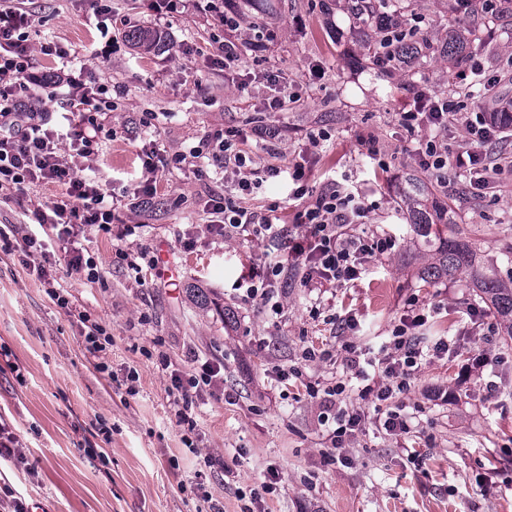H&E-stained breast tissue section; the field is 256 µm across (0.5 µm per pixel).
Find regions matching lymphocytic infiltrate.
Segmentation results:
<instances>
[{
    "label": "lymphocytic infiltrate",
    "mask_w": 512,
    "mask_h": 512,
    "mask_svg": "<svg viewBox=\"0 0 512 512\" xmlns=\"http://www.w3.org/2000/svg\"><path fill=\"white\" fill-rule=\"evenodd\" d=\"M31 25L25 0H0V193H20L34 183L54 184L62 189L59 199L37 208L35 216L40 231L24 237L18 247L26 260L46 253L42 232L69 236L82 226L107 229L119 210L141 211L144 198L154 193L152 176L157 172L156 166H149L150 178L140 192L111 200L98 181L67 161L62 154L66 143L82 158L97 153L102 127L96 116L110 111L112 105L102 99L103 85H88L83 76L61 71L47 76L38 66L37 54H54L62 59L66 52L49 45L33 49L28 33ZM57 98L62 99L63 110L56 114L46 104ZM401 121L412 130L442 129L448 122L457 123L466 132L457 152L449 153L447 146L433 137L419 141V166L439 177L454 168L468 169L470 186L476 191L489 189L494 182L499 170L484 151L485 143L501 131L494 113L473 115L461 111L457 101L448 95L420 93L413 109L402 113ZM237 137L236 131L218 130L205 140L214 161L233 168L237 193L251 194L269 180L285 175L293 183L292 197L305 201L299 214L302 232L294 237L287 226L276 223L277 204H270L265 213L240 207L234 195L214 204L210 227L225 239L290 241L286 260L266 264L259 279L252 281L242 296V303H270L286 267L300 271L302 287L324 293L360 279L367 257L381 256L393 249L394 242L388 237H368L354 230L371 210V203L356 198L338 182L328 184L316 196H309L304 164L293 163L285 172L272 165L257 167L253 157L240 149ZM426 321L423 306L411 303L391 331L382 377L369 376L354 346L346 348L349 370L364 382L361 397L385 406L382 426L394 435L410 430L407 418L389 407L394 395L407 388L423 355L442 359L453 351L452 345L443 339L429 349H422L414 330ZM345 390L341 382L310 390L319 410V423L333 426L329 440L335 449L342 448L364 422L360 411L344 407Z\"/></svg>",
    "instance_id": "obj_1"
}]
</instances>
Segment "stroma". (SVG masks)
<instances>
[{
    "label": "stroma",
    "instance_id": "35a3bbf8",
    "mask_svg": "<svg viewBox=\"0 0 512 512\" xmlns=\"http://www.w3.org/2000/svg\"><path fill=\"white\" fill-rule=\"evenodd\" d=\"M102 2L112 15L104 35L86 0H29L30 41L75 53L87 63L86 79L109 88L114 109L99 117L100 155L90 163L104 189L117 197L136 191L151 151L163 163L162 179L146 219L123 211L114 231L88 226L79 234L98 278L71 269L53 242L56 278L72 312L51 300L16 251L0 248V422L26 450L23 462L0 459V506L15 496L43 512H209L214 504L224 512H512V338L492 311L482 325L472 324L469 311L480 300L468 276L433 281L425 273L439 238L457 228L480 263L512 277V134L486 144L502 173L477 195L465 177L451 173L441 183L421 169L399 119L416 92H450L462 70L493 83L489 95L467 99L472 111L511 100L512 14L473 9L460 17L450 0H397L392 18L433 43L447 38L452 22L477 29L480 38L461 57L394 68L369 58L372 31L345 0H276L270 14L251 0H230L241 50L223 68L199 53L224 38L210 16L180 9L159 18L150 0ZM156 27L157 46L134 44L132 31ZM109 39L111 55L97 58ZM271 72L287 79L294 97L281 112L263 109L277 92L264 79ZM259 123L278 127L280 140L250 136ZM229 128L240 131L241 147L257 164L310 166L312 192L336 179L365 195L375 208L363 232L394 238V248L370 259L356 283L321 294L292 275L282 282L279 310L242 304L249 272L277 247L213 233L208 206L223 200L232 179L208 160L198 167L177 161ZM320 132L327 139L313 146ZM370 136L380 159L362 144ZM410 175L452 209V224L439 237H422L410 225ZM60 194L34 184L0 199V225L25 235L38 205ZM275 201L281 221L294 224L303 203L289 199L287 178L243 205L260 212ZM127 224L133 234L116 240L115 230ZM120 249L158 263L131 269L117 257ZM415 299L437 307L417 330L421 343L445 337L457 350L423 360L393 398L412 422L397 436L361 398L342 345L381 344ZM81 311L106 327L105 351L86 349ZM308 347L330 356L304 361ZM205 361L222 366L224 376L191 393L188 427L178 422L170 374H195ZM339 381L366 419L335 462L307 387ZM210 455L224 458L225 467H205ZM271 474L277 492L262 494Z\"/></svg>",
    "mask_w": 512,
    "mask_h": 512
}]
</instances>
